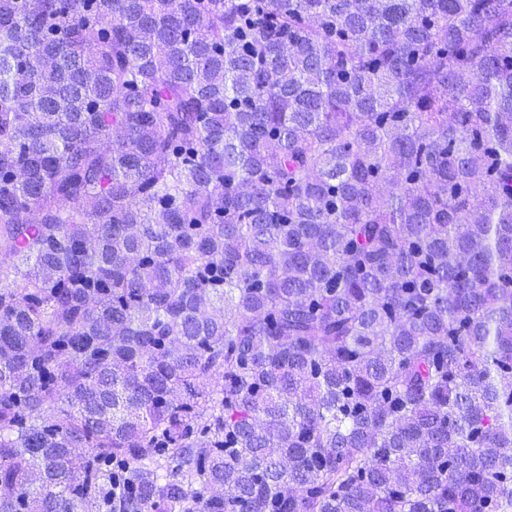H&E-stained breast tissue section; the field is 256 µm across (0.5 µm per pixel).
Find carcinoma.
Returning a JSON list of instances; mask_svg holds the SVG:
<instances>
[{"instance_id": "cac0c4a2", "label": "carcinoma", "mask_w": 512, "mask_h": 512, "mask_svg": "<svg viewBox=\"0 0 512 512\" xmlns=\"http://www.w3.org/2000/svg\"><path fill=\"white\" fill-rule=\"evenodd\" d=\"M17 280L0 512H512V0H0Z\"/></svg>"}]
</instances>
